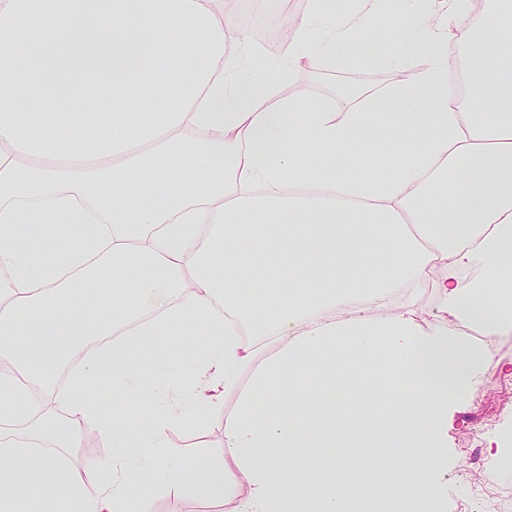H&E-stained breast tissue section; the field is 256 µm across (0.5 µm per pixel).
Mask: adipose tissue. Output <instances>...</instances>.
Here are the masks:
<instances>
[{"mask_svg": "<svg viewBox=\"0 0 512 512\" xmlns=\"http://www.w3.org/2000/svg\"><path fill=\"white\" fill-rule=\"evenodd\" d=\"M385 2L313 0L287 38L283 80L365 55ZM402 2L417 25L406 55L384 63L414 64L412 77L307 108L257 77L225 0H0V423L16 427L0 434V512H126L136 449H165L164 429L194 409L167 404L179 376L156 383L145 396L163 408L143 434L104 416L92 389L103 378L127 390L122 363L141 337L198 328L209 342L193 386L219 382L237 402L224 464L174 466L172 490L220 502L247 484L237 512H430L446 387H471L481 360L453 332L512 334V0H486L479 30L470 0L443 16L432 0ZM478 84L495 87L489 105L477 106ZM302 143L318 162L298 157ZM368 152L385 173H349ZM21 224L36 227L23 246ZM428 280L438 307L423 323L412 297ZM76 292L90 305L60 316ZM88 336L120 342L57 388ZM347 360L359 367L346 387L371 382L386 400L378 419L317 397L259 413L272 387L333 378L330 363ZM59 408L73 419L48 430ZM88 429L112 454L84 470L38 446L78 447ZM345 444L372 449V482L328 456L304 476L284 462Z\"/></svg>", "mask_w": 512, "mask_h": 512, "instance_id": "adipose-tissue-1", "label": "adipose tissue"}]
</instances>
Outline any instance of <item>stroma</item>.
Masks as SVG:
<instances>
[{"label": "stroma", "mask_w": 512, "mask_h": 512, "mask_svg": "<svg viewBox=\"0 0 512 512\" xmlns=\"http://www.w3.org/2000/svg\"><path fill=\"white\" fill-rule=\"evenodd\" d=\"M238 18L236 36L245 44L258 46L252 66L264 80L277 83L281 75L276 64L284 45L275 33L282 19L296 20L312 7V0H228ZM415 15L395 9L379 17L368 46L377 57L374 65L354 64L344 68L302 67L292 81L304 90L308 102L340 99V86L350 82L357 91H376L409 79L410 69H388L380 59L399 54L403 35L414 25ZM458 338L482 355L481 377L471 389L448 397V466L430 473L429 481L438 487L436 512H512V468H504L487 448V438L499 435L503 447L512 448V377L502 371L512 363V335L495 339L472 333L470 326L456 328ZM207 342L203 336H174L165 340L168 358H154L147 369L133 374L150 384L166 378L174 367H187L193 354ZM329 402L340 401L337 388L312 378L292 390L276 388L259 406L260 412L273 413L303 404L312 392ZM235 405L225 396L218 408L198 410L195 427L172 424L164 431L168 453L153 456L144 449L134 470L133 500L139 512H235L236 500L210 501L193 491H172L165 474L172 466L195 461L220 463L224 460V415Z\"/></svg>", "instance_id": "1"}]
</instances>
